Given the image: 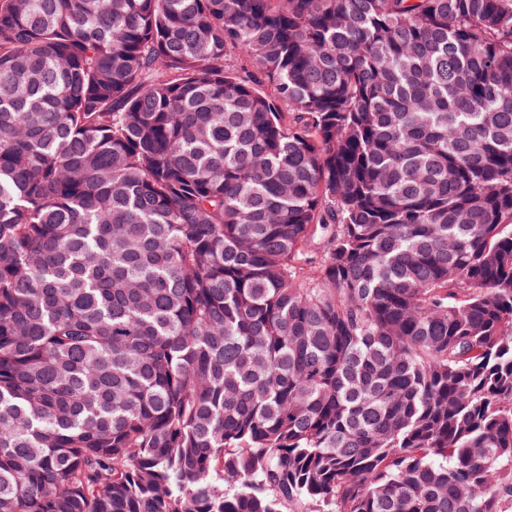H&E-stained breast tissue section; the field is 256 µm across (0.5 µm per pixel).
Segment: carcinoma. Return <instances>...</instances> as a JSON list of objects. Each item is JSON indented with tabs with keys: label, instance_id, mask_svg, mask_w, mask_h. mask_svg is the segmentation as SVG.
Here are the masks:
<instances>
[{
	"label": "carcinoma",
	"instance_id": "obj_1",
	"mask_svg": "<svg viewBox=\"0 0 512 512\" xmlns=\"http://www.w3.org/2000/svg\"><path fill=\"white\" fill-rule=\"evenodd\" d=\"M507 502L512 0H0V512Z\"/></svg>",
	"mask_w": 512,
	"mask_h": 512
}]
</instances>
